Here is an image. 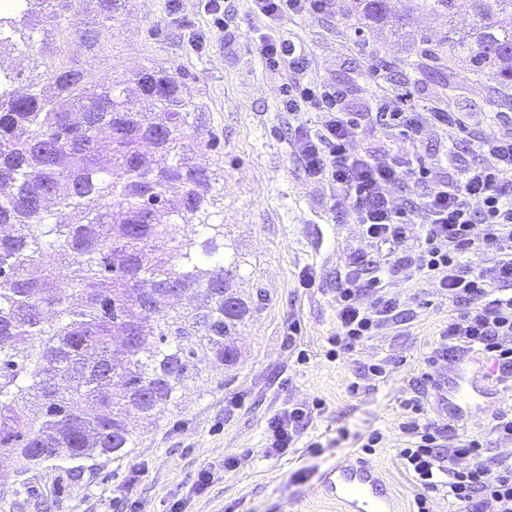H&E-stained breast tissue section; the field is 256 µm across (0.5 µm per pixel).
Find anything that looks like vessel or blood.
I'll return each instance as SVG.
<instances>
[{
  "mask_svg": "<svg viewBox=\"0 0 512 512\" xmlns=\"http://www.w3.org/2000/svg\"><path fill=\"white\" fill-rule=\"evenodd\" d=\"M446 406L449 422L460 423L484 412L487 400L498 392L485 377L472 375L459 366L453 372H439L432 386ZM327 495L343 503L346 512H393L387 487L376 470L362 461H342L318 478Z\"/></svg>",
  "mask_w": 512,
  "mask_h": 512,
  "instance_id": "obj_1",
  "label": "vessel or blood"
}]
</instances>
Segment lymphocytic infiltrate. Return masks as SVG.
I'll return each instance as SVG.
<instances>
[{
  "mask_svg": "<svg viewBox=\"0 0 512 512\" xmlns=\"http://www.w3.org/2000/svg\"><path fill=\"white\" fill-rule=\"evenodd\" d=\"M251 11L269 32L255 49L270 69H287L283 111L293 117L289 143L306 180L333 188L334 213L353 212L362 228L363 247L351 253L336 290L337 352H353L374 332L400 323L404 311L397 294L387 288L403 266L415 267L437 282L457 309L439 332L440 342L429 365L454 355H482L495 365L494 380L512 388V135L482 138L488 165H475L460 177L442 183L411 208L393 203L394 188L415 174L412 155H366L353 144L371 116L398 129L406 145L417 144L427 128L468 134L458 113L433 106L406 109L403 96L390 97L376 113L349 109V92L312 80L311 60L293 40L279 35L289 16H325L333 0H250ZM309 112L318 125L307 126ZM423 235L414 254L400 255L412 226ZM482 235H474L475 226ZM489 254L492 264L478 269L469 258ZM408 416L399 425L403 437L397 454L416 488V512H430V502L446 493L460 512H512V462L487 458L481 435L460 437L442 422L430 419L420 397L407 400ZM312 416L311 408L294 403L267 423L266 456L281 458L297 443Z\"/></svg>",
  "mask_w": 512,
  "mask_h": 512,
  "instance_id": "1",
  "label": "lymphocytic infiltrate"
}]
</instances>
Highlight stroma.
<instances>
[{"instance_id": "stroma-1", "label": "stroma", "mask_w": 512, "mask_h": 512, "mask_svg": "<svg viewBox=\"0 0 512 512\" xmlns=\"http://www.w3.org/2000/svg\"><path fill=\"white\" fill-rule=\"evenodd\" d=\"M227 33L214 31L204 0H130L114 36L102 40L97 57L75 45L50 40L56 59L76 63L97 77L108 70L121 79L147 64L177 69L187 96L200 107L202 137L212 146L201 161L224 177V241L245 263L240 287L261 291L263 308L237 340L242 358L233 370L198 363L200 377L186 381L179 405L156 430L143 433L121 459L84 461L72 478L70 464L51 461L22 476L7 469L0 478V512H344L299 477L335 467L357 455L365 436L381 431L385 445L369 455L382 476L395 512H414L415 489L395 454L404 403L427 372L453 307L437 285L411 266L395 284L407 317L400 329H383L355 351L330 359L336 333V288L349 253L363 244L352 213L334 218L331 189L306 181L288 144L291 121L279 109L284 75L266 68L252 49L265 26L249 0H226ZM346 0L328 16L288 18L281 32L304 47L315 79L350 89L353 111L366 112L383 94H410L411 109L437 105L465 116L471 140L454 144L453 132L427 129L415 152L428 174L393 192L407 207L448 177L485 163L480 137L512 133V105L491 92V79L432 77L415 69L414 57L387 33L356 36L343 17ZM42 58L0 44V65L18 73L27 90L43 71ZM312 287L299 284L303 271ZM384 367V377L368 368ZM323 407L301 434L294 453L266 458V427L282 408L304 401ZM319 442L312 451L311 442ZM238 466L225 471L224 459ZM213 480L196 491L199 471Z\"/></svg>"}]
</instances>
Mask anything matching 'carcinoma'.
Wrapping results in <instances>:
<instances>
[{
  "label": "carcinoma",
  "mask_w": 512,
  "mask_h": 512,
  "mask_svg": "<svg viewBox=\"0 0 512 512\" xmlns=\"http://www.w3.org/2000/svg\"><path fill=\"white\" fill-rule=\"evenodd\" d=\"M349 0L354 32L389 28L417 49L418 68L486 74L512 88V0H422L448 17L442 34L410 33L415 0ZM0 36H54L95 54L123 0H19ZM93 5L97 22L64 20ZM471 17L457 30L459 14ZM0 64V456L26 475L52 461L124 458L137 437L178 406L203 357L217 371L239 358L235 337L256 306L234 287L240 259L224 258V194L185 141L199 109L179 73L141 67L132 78L49 62L23 94ZM155 93L149 109L135 102ZM166 215L152 221L155 214Z\"/></svg>",
  "instance_id": "1"
}]
</instances>
